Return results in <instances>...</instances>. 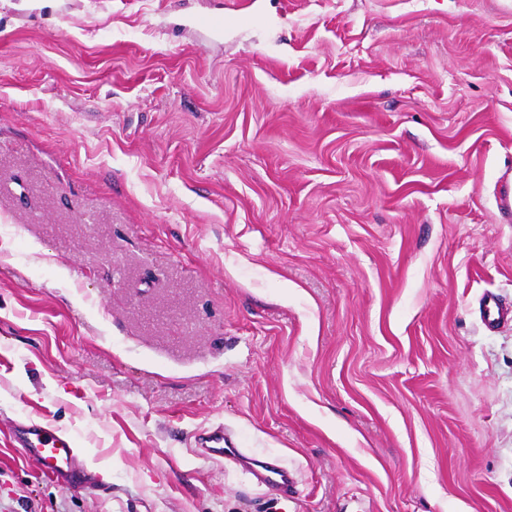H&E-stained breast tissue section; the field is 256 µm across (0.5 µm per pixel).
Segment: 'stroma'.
<instances>
[{
	"instance_id": "35a3bbf8",
	"label": "stroma",
	"mask_w": 512,
	"mask_h": 512,
	"mask_svg": "<svg viewBox=\"0 0 512 512\" xmlns=\"http://www.w3.org/2000/svg\"><path fill=\"white\" fill-rule=\"evenodd\" d=\"M506 174L512 0H0V512H512ZM479 310L483 325L490 330L505 322H512V304L505 303L494 292L483 294ZM19 444L36 458L42 473L57 478H73L76 481L85 477L80 471L76 448L73 441L59 434L48 424H30L22 428ZM225 445V446H224ZM198 457L211 460L229 459L242 465L256 485L271 490L287 491L294 484V477L288 466L250 456L244 448H237L231 438L224 435V426L208 432L199 446L192 450Z\"/></svg>"
}]
</instances>
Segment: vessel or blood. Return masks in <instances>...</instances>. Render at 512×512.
Returning a JSON list of instances; mask_svg holds the SVG:
<instances>
[{"mask_svg": "<svg viewBox=\"0 0 512 512\" xmlns=\"http://www.w3.org/2000/svg\"><path fill=\"white\" fill-rule=\"evenodd\" d=\"M479 310L481 321L488 329L512 322V304L505 303L495 293L483 294ZM19 444L36 458L43 474L80 479L81 471L72 440L56 432L50 425L31 424L23 427ZM193 453L211 460L226 458L238 463L251 475L256 485L271 490L285 491L294 483L293 473L287 466L250 456L245 449L236 447L220 426L209 431L205 440L194 448Z\"/></svg>", "mask_w": 512, "mask_h": 512, "instance_id": "b4317fda", "label": "vessel or blood"}]
</instances>
